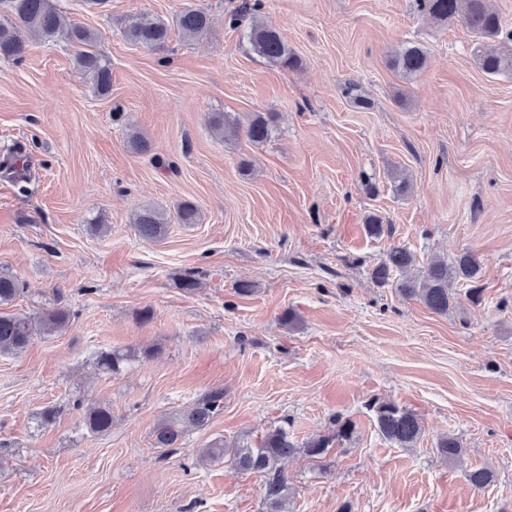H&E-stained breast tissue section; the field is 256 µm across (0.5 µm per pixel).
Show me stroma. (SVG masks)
Returning a JSON list of instances; mask_svg holds the SVG:
<instances>
[{"label": "stroma", "mask_w": 512, "mask_h": 512, "mask_svg": "<svg viewBox=\"0 0 512 512\" xmlns=\"http://www.w3.org/2000/svg\"><path fill=\"white\" fill-rule=\"evenodd\" d=\"M242 2L58 0L112 62L105 96L66 44L0 58V154L22 145L35 169L24 193L0 173V271L19 282L0 309L70 313L62 333L0 355V512H266L260 474L198 464L199 448L255 447L280 426L300 444L338 417L352 439L284 461L289 512H512V72L484 73L465 24L415 0H264L261 18L300 60L284 68L230 26ZM189 5L209 12L207 37L174 30L160 50L124 39L128 17L169 21ZM406 44L428 57L411 80L389 66ZM350 82L368 107L345 95ZM213 112L270 113L274 128L264 143L223 141ZM132 128L149 152L129 149ZM183 201L200 222L162 239L131 222ZM97 216L106 233L88 226ZM393 245L421 268L477 253L482 303L456 284L439 315L377 284ZM112 350L132 355L117 375L96 366ZM213 391L220 414L177 450L154 447L159 422ZM375 398L418 416L416 447L382 437ZM100 405L102 435L85 424ZM49 406L57 417L41 424ZM446 435L461 462L440 458ZM480 468L495 477L482 489L466 478ZM88 429L95 434H105L112 426V412L108 407L99 406L86 414Z\"/></svg>", "instance_id": "1"}]
</instances>
